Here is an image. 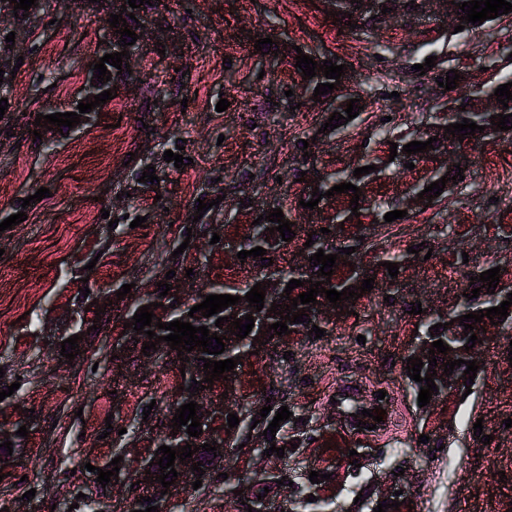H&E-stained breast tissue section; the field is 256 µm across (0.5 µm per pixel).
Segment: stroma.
I'll return each instance as SVG.
<instances>
[{
	"label": "stroma",
	"mask_w": 512,
	"mask_h": 512,
	"mask_svg": "<svg viewBox=\"0 0 512 512\" xmlns=\"http://www.w3.org/2000/svg\"><path fill=\"white\" fill-rule=\"evenodd\" d=\"M108 17L100 0H42L34 16L0 17V36L14 34L11 55L24 59L0 119V221L27 214L0 232V391L16 388L0 401V442L14 447L1 466L0 512H68L93 486L88 461L111 456L117 428L140 418L148 401L161 409L170 402V390L146 382L176 381V364L144 356L138 345L109 359L132 311L130 300H113V293L130 283L153 293L168 280L189 300L213 284L244 286L256 269L235 263L208 232L220 224L225 239H242L272 205L302 230L335 215L358 216L360 226H345L335 243L364 236L367 263L420 243L432 255L406 268L401 286L377 275L354 315L330 320L334 363L319 360L302 336L243 359L237 395L226 399L217 390L213 400L262 408L265 388H274L307 417L309 441L281 457L229 449L228 471L246 480L242 495L180 487L168 512H240L241 498L261 492L275 506L313 494L328 501L327 512H372L395 491L411 512H512V428L505 425L512 419V337L479 345L485 369L463 400L419 409L402 366L421 321L412 303L438 313L465 285L463 275L449 276V260L464 250L486 268L512 256V239L499 230L512 225V199L495 197L480 175L485 157L512 148V136L477 144L463 180L422 211L382 228L375 222L432 171L452 167L454 149L408 169L390 160V146L422 133L448 101L437 80L449 70L471 92L512 72V15L465 32L455 14L399 0L353 29L311 0H156L139 14L144 30L128 83L117 85L94 123L65 136L35 128L37 114L68 109L100 42L112 35ZM255 33L271 44L255 50ZM301 50L350 66L343 91L361 98L363 108L346 132H324L328 104L303 95L293 67ZM431 56L435 67L419 74L418 64ZM48 74L55 86L45 82ZM222 98L229 107L220 112ZM384 123L386 139L377 135ZM179 144L191 162L178 169L163 154ZM369 159L377 170L364 182L359 212L336 196L302 208L308 185L298 182L299 172L334 174ZM150 165L158 183L140 180ZM43 187L50 197L22 206ZM245 198L250 207H242ZM201 200L210 207L197 221ZM136 216L145 227L131 228ZM84 285L90 296L82 295ZM76 312L94 330L67 363L61 343ZM42 333L49 342L39 341ZM381 391L382 422L356 434L345 417L349 406L376 401ZM478 421L492 443L476 437ZM23 425L28 434L21 437ZM355 452L360 461L352 460ZM274 468L326 479L301 490L265 487L263 474ZM29 490L35 496L28 501Z\"/></svg>",
	"instance_id": "35a3bbf8"
}]
</instances>
